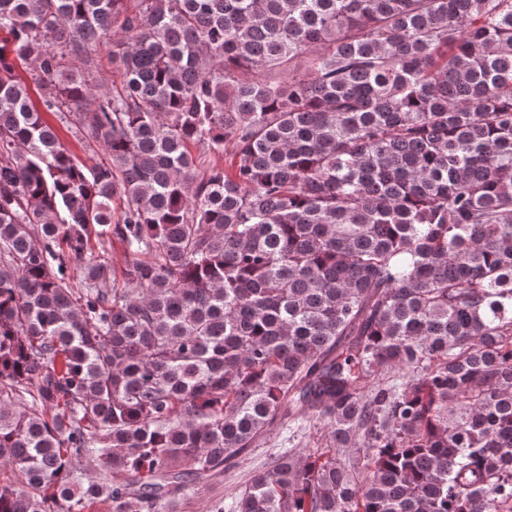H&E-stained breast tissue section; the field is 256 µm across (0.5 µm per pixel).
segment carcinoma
I'll list each match as a JSON object with an SVG mask.
<instances>
[{
	"instance_id": "1",
	"label": "carcinoma",
	"mask_w": 512,
	"mask_h": 512,
	"mask_svg": "<svg viewBox=\"0 0 512 512\" xmlns=\"http://www.w3.org/2000/svg\"><path fill=\"white\" fill-rule=\"evenodd\" d=\"M0 30V512H181L305 421L235 512H512V0Z\"/></svg>"
}]
</instances>
